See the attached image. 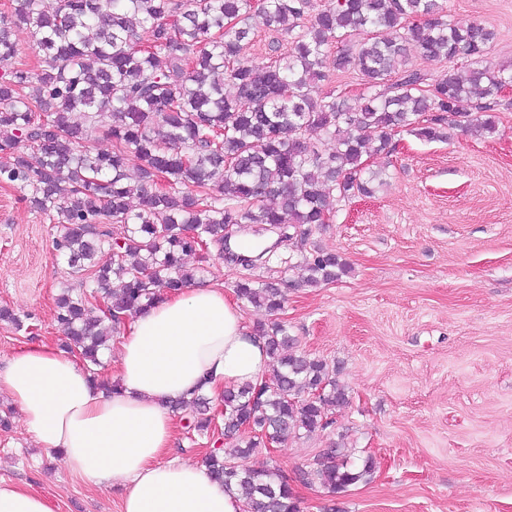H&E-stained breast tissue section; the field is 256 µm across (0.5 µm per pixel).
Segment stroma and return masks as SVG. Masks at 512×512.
Wrapping results in <instances>:
<instances>
[{"label": "stroma", "mask_w": 512, "mask_h": 512, "mask_svg": "<svg viewBox=\"0 0 512 512\" xmlns=\"http://www.w3.org/2000/svg\"><path fill=\"white\" fill-rule=\"evenodd\" d=\"M451 19L490 26L486 59L512 64V0H443ZM368 157L374 197L340 202L313 239L350 271L289 291L280 317L299 350L341 366L350 395L327 430L280 445L288 478L344 439L370 455V481L329 498L296 485L300 512H512V109L494 134L445 142L403 132ZM53 220L0 186V367L32 344L59 345L61 284L77 277L57 255ZM0 480L43 496L52 512H120L122 490L74 475L20 423L7 395Z\"/></svg>", "instance_id": "obj_1"}]
</instances>
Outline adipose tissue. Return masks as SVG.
<instances>
[{"instance_id": "adipose-tissue-1", "label": "adipose tissue", "mask_w": 512, "mask_h": 512, "mask_svg": "<svg viewBox=\"0 0 512 512\" xmlns=\"http://www.w3.org/2000/svg\"><path fill=\"white\" fill-rule=\"evenodd\" d=\"M269 358L233 299L209 283L161 297L121 336L115 393L98 388L58 348L13 354L0 392L23 429L83 481L123 486L122 512H242L205 466L166 459L176 424L170 400L259 382Z\"/></svg>"}]
</instances>
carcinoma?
Instances as JSON below:
<instances>
[{"label": "carcinoma", "mask_w": 512, "mask_h": 512, "mask_svg": "<svg viewBox=\"0 0 512 512\" xmlns=\"http://www.w3.org/2000/svg\"><path fill=\"white\" fill-rule=\"evenodd\" d=\"M257 18L286 42L265 64L243 57ZM20 25L39 49L31 69L12 66ZM493 40L480 23L449 19L440 0H57L51 11L16 0L0 12V184L57 221L53 247L81 275L55 298L62 350L115 390L96 372L112 335L154 303L157 286L176 294L203 278L206 251L224 252L231 225L310 242L298 257L278 247L238 257L246 274L235 293L269 315L283 310L287 289L339 280L349 265L311 237L333 218V202L374 194L378 176H365L364 157L403 131L427 142L448 139L450 126L475 138L496 131L512 66L484 63ZM411 45L448 69L430 78L409 67ZM329 66L361 76L359 108L324 88ZM95 131L112 150L88 146ZM256 260L276 277L253 280ZM256 333L271 378L224 389L219 406L197 391L169 408L187 412L199 435L224 420L225 447L205 463L244 512H300L288 478L247 460L330 428L349 396L339 366L295 350L285 323ZM374 471L372 457L356 462L333 441L298 481L334 497Z\"/></svg>", "instance_id": "cac0c4a2"}]
</instances>
